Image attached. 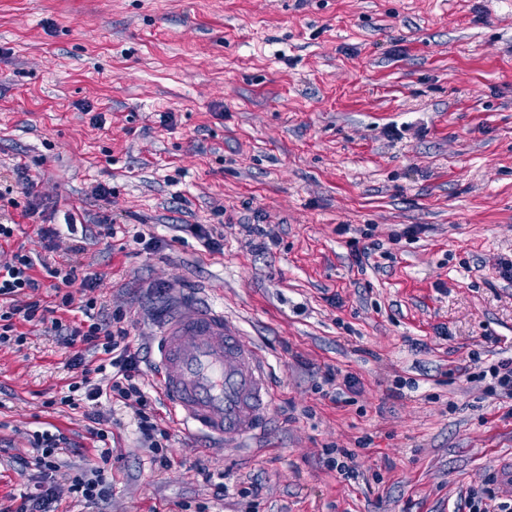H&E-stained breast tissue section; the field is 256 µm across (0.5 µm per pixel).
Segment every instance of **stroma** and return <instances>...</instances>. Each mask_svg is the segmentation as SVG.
Returning <instances> with one entry per match:
<instances>
[{
  "mask_svg": "<svg viewBox=\"0 0 512 512\" xmlns=\"http://www.w3.org/2000/svg\"><path fill=\"white\" fill-rule=\"evenodd\" d=\"M20 164L46 216L86 227L79 260L135 344L170 287L204 290L270 366L271 418L238 452L187 435L145 370L173 465L152 472L115 407L105 512H456L512 460V399L466 378L512 358V0H0V185ZM105 215L120 234L98 235ZM219 220L204 250L187 227ZM144 224L160 252L133 243ZM251 224L276 244L255 250ZM24 330L0 350V500L30 482L31 431L96 446L46 406L71 350ZM328 370L360 395L332 400ZM335 445L356 479L327 467Z\"/></svg>",
  "mask_w": 512,
  "mask_h": 512,
  "instance_id": "obj_1",
  "label": "stroma"
}]
</instances>
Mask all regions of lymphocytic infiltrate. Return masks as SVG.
<instances>
[{
	"label": "lymphocytic infiltrate",
	"instance_id": "f902f5d3",
	"mask_svg": "<svg viewBox=\"0 0 512 512\" xmlns=\"http://www.w3.org/2000/svg\"><path fill=\"white\" fill-rule=\"evenodd\" d=\"M66 223L63 229L41 224L35 230L45 252H57L61 238L70 242L69 257L64 263L44 267L52 281L55 307L46 306L38 295L41 284L33 275L37 256L20 248L0 259V348L25 343L19 323H48L60 345L72 349L69 365L81 371L61 392L58 403L81 410L87 433L99 441L100 447L82 465L68 468L62 456L73 449L70 438L59 431L34 432L32 464L37 475L33 489L23 493L19 502L1 503L0 512H58L57 481L61 478L67 481L68 492L74 498L97 510L108 504L112 482L107 466L112 462L113 450L107 444V418L101 410L106 401L132 410L136 429L154 467L166 470L172 464L167 446L169 433L151 411L142 382V366L147 358L142 348L132 346L129 332L122 325L123 314L107 312L104 303L94 297L100 279L76 262L75 256L83 246L77 238L74 217H67ZM54 308L71 313V321L50 318L49 312Z\"/></svg>",
	"mask_w": 512,
	"mask_h": 512
}]
</instances>
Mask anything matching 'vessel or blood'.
I'll use <instances>...</instances> for the list:
<instances>
[{
	"label": "vessel or blood",
	"instance_id": "b4317fda",
	"mask_svg": "<svg viewBox=\"0 0 512 512\" xmlns=\"http://www.w3.org/2000/svg\"><path fill=\"white\" fill-rule=\"evenodd\" d=\"M152 364L170 414L192 436L244 447L270 418L268 362L221 306L171 292L155 313Z\"/></svg>",
	"mask_w": 512,
	"mask_h": 512
}]
</instances>
